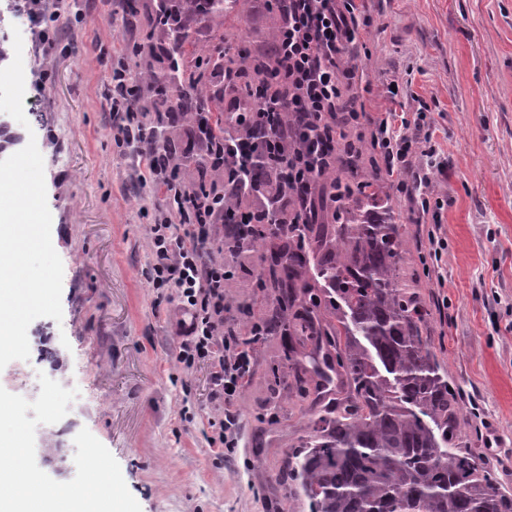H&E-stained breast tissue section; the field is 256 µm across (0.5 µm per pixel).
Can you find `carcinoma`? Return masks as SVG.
I'll return each instance as SVG.
<instances>
[{
	"mask_svg": "<svg viewBox=\"0 0 512 512\" xmlns=\"http://www.w3.org/2000/svg\"><path fill=\"white\" fill-rule=\"evenodd\" d=\"M161 56L163 89L145 111L183 112V95H202L205 70L224 65V44L200 50L174 28ZM377 197L378 178L357 171L334 224H301L288 239L272 223L240 225V269L271 260L260 288L278 292L273 333L313 340L284 360L313 373L318 392L337 379L279 481L309 512H512V491L461 442L460 389L423 334L419 285L399 278L407 228L375 211Z\"/></svg>",
	"mask_w": 512,
	"mask_h": 512,
	"instance_id": "cac0c4a2",
	"label": "carcinoma"
}]
</instances>
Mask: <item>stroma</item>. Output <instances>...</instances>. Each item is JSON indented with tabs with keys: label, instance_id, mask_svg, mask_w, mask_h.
<instances>
[{
	"label": "stroma",
	"instance_id": "35a3bbf8",
	"mask_svg": "<svg viewBox=\"0 0 512 512\" xmlns=\"http://www.w3.org/2000/svg\"><path fill=\"white\" fill-rule=\"evenodd\" d=\"M362 5L371 24L351 58L366 86L358 108L411 121L425 115L443 158L423 218L385 174L379 207L408 225L415 255L422 225L441 227L446 282L418 277L431 306L427 335L466 395L464 443L512 490V0ZM274 24L261 0H236L232 15L208 17L209 36L196 44L205 49L220 36L227 58L255 55ZM144 35L100 0H67L52 52L25 39L27 122L0 113V123L19 134L32 129L43 156L63 317L30 324V357L1 369L0 387L32 401L43 373L77 390L61 421L36 429V462L54 480L74 477V438L85 428L115 457L142 512H307L278 473L322 403L296 394L283 365L289 338L270 337L255 351L233 404L236 452L218 458L208 369L178 363L174 306L145 276L151 243L140 209L153 194L137 179L134 148L115 146L117 129L103 108L107 71L97 60L100 50H122ZM276 371L284 400L273 416L265 401ZM49 441L56 451L46 450Z\"/></svg>",
	"mask_w": 512,
	"mask_h": 512
}]
</instances>
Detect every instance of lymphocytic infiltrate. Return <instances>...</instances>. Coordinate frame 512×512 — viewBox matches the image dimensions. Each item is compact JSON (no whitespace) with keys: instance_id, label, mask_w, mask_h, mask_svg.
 I'll use <instances>...</instances> for the list:
<instances>
[{"instance_id":"f902f5d3","label":"lymphocytic infiltrate","mask_w":512,"mask_h":512,"mask_svg":"<svg viewBox=\"0 0 512 512\" xmlns=\"http://www.w3.org/2000/svg\"><path fill=\"white\" fill-rule=\"evenodd\" d=\"M265 2L277 16L272 47L247 63L256 77L248 98L225 101L223 138L212 132L201 100L189 99L191 145L204 161L197 182L185 180L180 158L156 137L176 113L137 109L129 87L147 84V76L121 65L106 98L126 144L136 146L144 165L139 180L154 188L147 278L153 288L169 289L181 314L178 361L188 369L202 363L209 370L211 399L223 407L210 426L229 451L235 448L239 423L232 405L254 357L241 345V320L231 317L224 301V255L235 236L234 225L224 219L225 205L241 216L273 210L282 234L294 235L302 224L335 223L336 175L364 153H371L394 176L397 192L410 199L429 182L427 169H414L413 156H438L424 119L351 108L357 72L347 57L369 23L356 0ZM13 5L27 16L44 51H51L54 40L46 23L60 16L64 0H13ZM229 166L265 169L271 193L262 195L259 205L244 208L251 181L226 176Z\"/></svg>"}]
</instances>
